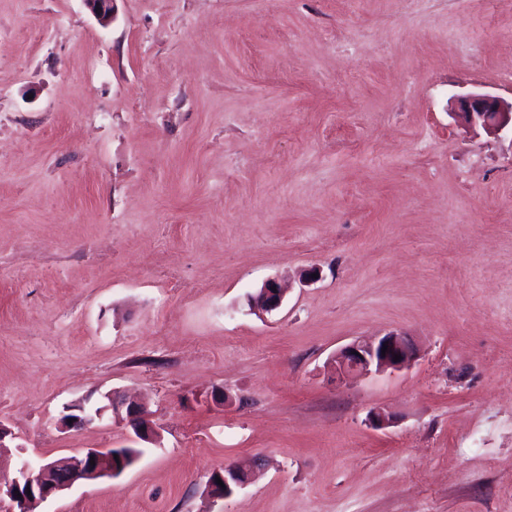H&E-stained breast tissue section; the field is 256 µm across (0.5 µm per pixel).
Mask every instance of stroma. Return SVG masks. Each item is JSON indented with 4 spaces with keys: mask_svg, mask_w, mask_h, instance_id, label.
<instances>
[{
    "mask_svg": "<svg viewBox=\"0 0 512 512\" xmlns=\"http://www.w3.org/2000/svg\"><path fill=\"white\" fill-rule=\"evenodd\" d=\"M470 92L512 98V0H0V476L131 445L58 424L114 392L159 440L35 512H512V132ZM456 121L466 127H481L496 134L510 126L512 132V102L508 103L489 93L471 92L456 96ZM283 300L282 290L276 281H267L263 287L250 297V305L253 309L262 312H272L278 309ZM383 344L388 345L385 356H382ZM395 355L400 359L394 361ZM416 355L417 350L408 336L391 333L376 342L354 341L342 348L333 361L337 376L344 380L368 374L373 369L376 372L401 369L410 365ZM257 465V460H250L247 463L242 462H232L228 464H224V467L220 470L213 471L211 473L210 479L208 480L209 492L213 498L216 499H224L229 496H224V487L222 492V487L217 485V479H221L222 483L225 485L230 484V480L236 482V486L239 489L243 488L249 481L251 480L253 470ZM242 471L245 472L246 477L244 480H239V477L242 475Z\"/></svg>",
    "mask_w": 512,
    "mask_h": 512,
    "instance_id": "obj_1",
    "label": "stroma"
}]
</instances>
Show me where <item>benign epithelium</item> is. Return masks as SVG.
Here are the masks:
<instances>
[{
	"mask_svg": "<svg viewBox=\"0 0 512 512\" xmlns=\"http://www.w3.org/2000/svg\"><path fill=\"white\" fill-rule=\"evenodd\" d=\"M97 20L104 26L112 21V0H84ZM458 111L456 121L466 127H480L488 134H496L512 127V102L508 103L489 93L471 92L456 96ZM283 300L282 290L275 281L266 282L250 297L252 308L262 312L278 309ZM388 350H383V345ZM399 360H394L395 356ZM417 350L411 339L403 334L391 333L376 342L355 341L336 354L337 376L344 380L365 375L375 370H397L414 361ZM111 416L130 424L136 435L151 441L156 432L146 418L144 407L136 402L120 400L115 395L105 394L103 400L93 402L85 397L67 404L60 417L64 428H82ZM95 464H90V461ZM257 461L232 462L211 473L209 492L216 499L224 498L222 485L236 482L241 489L251 480ZM117 472L108 448H89L79 457L59 458L43 464H32L23 460L14 475L0 479V501H8L10 512H30L29 504L44 501L61 494L79 482H91L111 478ZM222 485H217V481Z\"/></svg>",
	"mask_w": 512,
	"mask_h": 512,
	"instance_id": "obj_1",
	"label": "benign epithelium"
}]
</instances>
